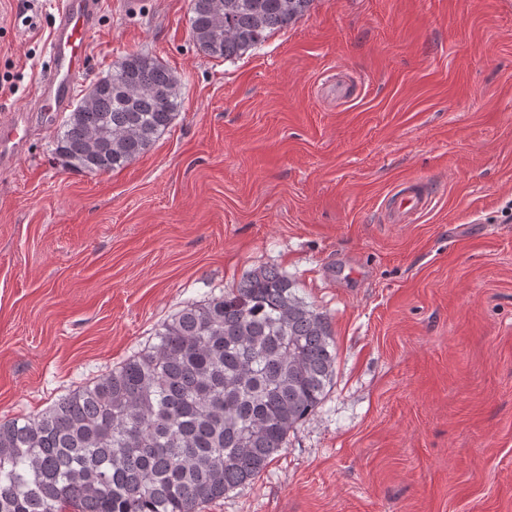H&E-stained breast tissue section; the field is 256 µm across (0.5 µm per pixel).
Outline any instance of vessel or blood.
<instances>
[{
    "label": "vessel or blood",
    "instance_id": "1",
    "mask_svg": "<svg viewBox=\"0 0 512 512\" xmlns=\"http://www.w3.org/2000/svg\"><path fill=\"white\" fill-rule=\"evenodd\" d=\"M100 0H61L53 16L52 36L48 49V70L38 89L40 111L65 112L72 105L76 85L85 70L86 40L96 26ZM24 111H17L0 124V164L8 162L23 141L26 132ZM419 178L405 181L391 196L390 209L399 221L416 218L430 200Z\"/></svg>",
    "mask_w": 512,
    "mask_h": 512
}]
</instances>
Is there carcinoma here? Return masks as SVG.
I'll return each instance as SVG.
<instances>
[{
	"label": "carcinoma",
	"instance_id": "1",
	"mask_svg": "<svg viewBox=\"0 0 512 512\" xmlns=\"http://www.w3.org/2000/svg\"><path fill=\"white\" fill-rule=\"evenodd\" d=\"M312 2L190 0V28L204 54L231 60ZM105 77L57 134L70 169H122L177 116L180 80L156 58L127 54ZM155 336L45 412L0 422V512H199L259 477L336 372L327 315L272 267L185 305Z\"/></svg>",
	"mask_w": 512,
	"mask_h": 512
}]
</instances>
